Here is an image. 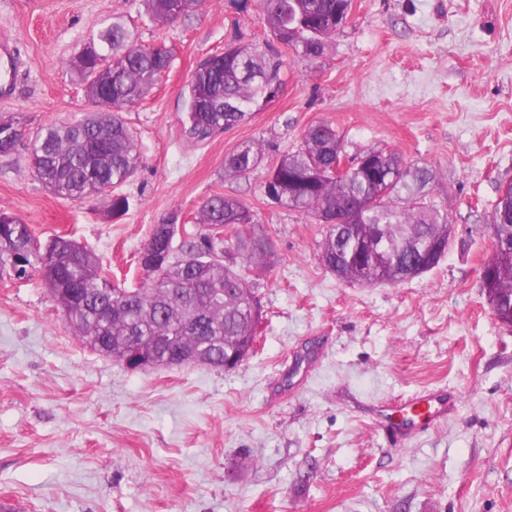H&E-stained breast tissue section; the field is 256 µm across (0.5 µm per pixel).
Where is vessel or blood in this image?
Here are the masks:
<instances>
[{
	"instance_id": "vessel-or-blood-1",
	"label": "vessel or blood",
	"mask_w": 512,
	"mask_h": 512,
	"mask_svg": "<svg viewBox=\"0 0 512 512\" xmlns=\"http://www.w3.org/2000/svg\"><path fill=\"white\" fill-rule=\"evenodd\" d=\"M12 47L0 43V97L13 94ZM454 408L452 397L440 390H422L399 402H383L376 409L379 423L393 437L404 439L447 420Z\"/></svg>"
}]
</instances>
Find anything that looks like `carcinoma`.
Listing matches in <instances>:
<instances>
[{
    "label": "carcinoma",
    "mask_w": 512,
    "mask_h": 512,
    "mask_svg": "<svg viewBox=\"0 0 512 512\" xmlns=\"http://www.w3.org/2000/svg\"><path fill=\"white\" fill-rule=\"evenodd\" d=\"M148 20L170 23L190 15L198 0H143ZM276 41L315 61L350 10V0H264ZM173 54L146 46L119 17L93 26L81 52L65 66L86 83V95L105 102L77 122L50 123L30 141L35 176L54 195L81 201L125 184L143 157L124 120L172 66ZM286 87L285 62L268 47L227 45L202 58L187 82L182 125L191 144L247 120L279 98ZM21 133L0 127L4 155ZM342 139L327 122L311 125L302 146L268 170L262 185L271 202L315 220L351 214L342 225H324L319 261L343 283L396 285L407 280L403 261L437 239L448 238V213L426 203L432 169L411 166L395 150H378L373 166L343 177L331 170ZM263 158L262 145L244 144L224 156V173L242 177ZM499 239L488 304L512 307V184L498 194L489 216ZM195 237L170 244L174 232L152 227L145 247L160 256L140 265L139 286L112 280L94 253L66 235L42 242L29 225L0 209V275L18 279L39 265L46 287L67 308L63 324L93 352L123 354L134 345L160 362L205 350L211 366L224 368L232 355L253 349L262 311L246 271L263 264L267 241L255 232L254 212L241 199L221 193L200 205Z\"/></svg>",
    "instance_id": "cac0c4a2"
}]
</instances>
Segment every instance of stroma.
Returning a JSON list of instances; mask_svg holds the SVG:
<instances>
[{
	"label": "stroma",
	"instance_id": "stroma-1",
	"mask_svg": "<svg viewBox=\"0 0 512 512\" xmlns=\"http://www.w3.org/2000/svg\"><path fill=\"white\" fill-rule=\"evenodd\" d=\"M124 16L174 53L167 76L124 117L143 155L119 192L79 202L32 173L28 146L0 156V209L40 238L66 234L127 286L156 224L194 227L207 197L243 200L269 242L251 272L260 343L236 369L141 372L69 333L39 268L0 276V507L9 512H512V328L492 315L480 272L500 184L512 181V0H352L310 62L281 54L280 99L201 146L183 133L199 60L270 39L261 0H204L154 24L141 0H0L15 92L0 121L24 135L91 112L65 66L95 23ZM325 121L353 158L392 149L433 169L428 198L454 226L433 269L397 285L339 282L318 260L321 225L261 190L268 170ZM262 143L228 178L224 157ZM433 387L458 395L438 428L399 444L373 406ZM262 158L263 148L261 144H244L225 155L224 173L228 176H245L262 161Z\"/></svg>",
	"mask_w": 512,
	"mask_h": 512
}]
</instances>
